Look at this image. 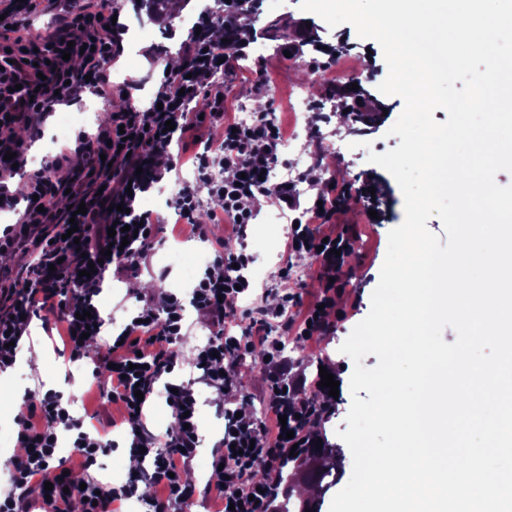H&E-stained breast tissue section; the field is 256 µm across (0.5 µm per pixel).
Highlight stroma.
I'll use <instances>...</instances> for the list:
<instances>
[{
    "instance_id": "1",
    "label": "stroma",
    "mask_w": 512,
    "mask_h": 512,
    "mask_svg": "<svg viewBox=\"0 0 512 512\" xmlns=\"http://www.w3.org/2000/svg\"><path fill=\"white\" fill-rule=\"evenodd\" d=\"M199 0H184L179 12L167 13L163 21L149 19L147 15L135 11L133 4H125L121 16L127 31L123 36L124 52L120 58L121 67L112 76L114 82L126 80L135 82L133 97L142 103L152 99L160 82L159 62L179 56L185 44L184 33L190 32L188 16L198 15ZM248 23L254 37L262 38L264 29L272 24L295 30L304 29L309 40L291 56L282 55L281 44L264 40L260 52L250 53L236 69L239 103L256 104L263 102L265 108L274 109L275 118L281 122L287 136H300L301 142L294 148H282L277 175L291 172L302 174L304 182L298 188L303 195H310V186L317 179L335 175L354 187L371 185L381 189L383 197L377 209L382 216L381 223H368L361 203L350 201L337 212L334 230L350 228L354 238L355 252L344 267L340 283L341 293L336 298V306L349 313L347 321L336 322L332 331L316 342H299L294 335L284 336L288 354L302 373L316 377L320 368L334 372L339 383V396L331 403V413L321 425L328 441L344 451V467L336 478L337 487H344L352 474V455L345 452L340 431L346 430V416L351 405L349 379L353 371L352 359L341 353L340 346L349 336L354 326L369 312L371 295L376 288L383 265L388 233L404 220V199L393 176L382 167L370 163L369 153H384L398 146L399 137L390 135L389 130L399 118L404 108L402 98L379 92V84L386 78L388 67L380 45L371 39L361 38L355 27L349 23L329 26L316 14L302 11L300 0H253ZM324 43L328 47H342V61L339 67L322 72L316 84H308L307 73L315 65L317 56L313 46ZM266 70V84L262 94H254L250 85L257 80L259 70ZM360 71L362 84L373 94L381 113L373 122L355 123L352 114H344L342 122H335L333 113L322 111L321 103L333 102L328 90L331 81L340 79L342 74ZM325 138L331 146L340 147L344 159L326 155L322 163L311 160L318 138ZM197 150L196 144H189L182 154L184 165L179 174H167L161 182L167 191L173 190L176 179L193 182L194 172L191 161ZM165 195L149 193L143 207L152 211L160 219L156 235L157 245L149 269L143 270L139 278L148 284L164 281L172 291L186 293L187 285L205 271L204 265L187 266L186 259L193 251L188 244L194 241L190 225H177L173 209L168 208ZM287 220L272 203L258 208L255 224L248 228V251L254 257L252 268L257 271L258 287L276 288L280 285L283 267L303 269L301 277H290L292 287L301 289L304 300H312L322 288L318 265L306 254L292 259L283 256V241ZM209 329L201 323H192L189 334L181 342L175 343L177 350L178 374L181 380L192 382L201 402L202 428L205 440L197 460L193 464L200 478H207V461L213 444L224 432V416L217 411L213 402L212 388L200 383L199 373L193 366L194 349L207 342ZM35 340L41 343L46 359L43 369L27 368L25 363H17L6 378V390H0V429L6 431L8 439H15L18 431V417L11 408L16 395L37 387L59 392L70 399L75 416L86 424H96L97 420L112 417L120 418V404L101 397L91 375L92 367L85 362H71L65 345L63 330H55L53 335L37 332ZM239 380L248 396L243 408L253 417H261L264 407V375L258 354L247 355L243 362Z\"/></svg>"
}]
</instances>
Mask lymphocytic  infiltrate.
<instances>
[{
	"label": "lymphocytic infiltrate",
	"instance_id": "obj_1",
	"mask_svg": "<svg viewBox=\"0 0 512 512\" xmlns=\"http://www.w3.org/2000/svg\"><path fill=\"white\" fill-rule=\"evenodd\" d=\"M245 0H228L224 14L236 18L215 38L212 17L200 18V34L183 47L182 64L165 76L155 105L128 106L113 113L95 132L77 131L61 152L40 168L27 170L26 151L18 130L37 133L58 106L80 101L89 93L104 101L131 93V83L111 81L112 63L122 51V25L113 23L120 13L117 0H0V170L27 171L25 189L11 192L0 183V211L17 212L15 223L0 229V253L32 254L36 263L23 265L18 278L0 285V372L17 357L16 344L26 333L32 314L42 311L61 324L74 361L91 360L95 371L106 372L110 396L123 408L121 423L139 467L120 486L101 492L88 487L75 490L71 475L51 469L61 432H69L83 467L95 464L98 454L113 448V441L95 438L71 416L61 394L24 395L11 461V488L0 496V512H70L80 501L81 512H112L114 502L137 499L143 512H171L173 505L195 497H213L220 512L231 507L242 512H273L278 496V473L292 447L306 449L317 441L316 411L306 405L307 394L319 382L295 372L294 361L280 338L287 332L302 337L326 334L336 306L334 284L343 272L353 242L344 233L323 238L316 225L328 223L351 195L349 184L321 186L315 197L302 198L294 178L275 182L270 172L285 144V132L268 112H255L250 123L225 119L231 91L224 83L231 76V61L245 55L251 33L243 19ZM56 18L54 26L36 30L43 15ZM70 60H63V51ZM34 89L33 100H23L20 86ZM209 100L210 114L221 123V135L206 140L195 154L196 182L183 184L169 200L177 215L206 236L196 221L202 196H209L224 223L245 235L255 218L247 200L264 196L279 210L297 213L298 226L284 244L285 256L307 254L319 263L324 282L317 303L305 310L304 324H296L293 310L299 296L282 286L275 304L253 301L252 282L245 271L253 259L245 249H216L213 270L205 271L189 297L170 293L162 303L149 294L136 293L137 308L126 318L119 336L100 339L101 329L112 322V311L99 296L105 274L138 275L153 248V222L140 208L144 193L162 181L157 156L183 145L196 128L193 108L199 97ZM173 130H166V121ZM14 160H6V152ZM86 214H79V206ZM138 224L134 245L121 236H109L112 226ZM75 237H67L70 225ZM112 254L101 257L102 249ZM92 276H85V269ZM212 331L197 347L194 365L212 388L222 392L229 408L224 412V435L212 448V473L205 485L186 478L201 442L199 405L190 385L173 377L176 358L169 350L183 336L186 308ZM89 320H80V312ZM100 346H91V339ZM259 353L266 383V416L236 415L232 402L246 394L236 372L246 355ZM172 392L174 428L160 437L147 425L149 403L156 387ZM293 431V439L283 431ZM51 482L49 495H33V480Z\"/></svg>",
	"mask_w": 512,
	"mask_h": 512
}]
</instances>
